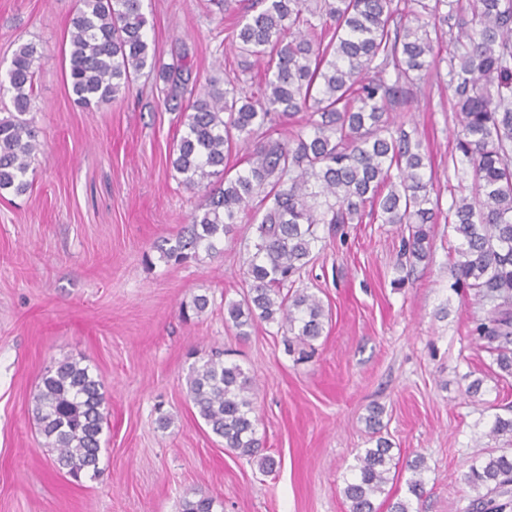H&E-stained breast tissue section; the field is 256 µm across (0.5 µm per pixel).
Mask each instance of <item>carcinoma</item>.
I'll return each mask as SVG.
<instances>
[{
	"label": "carcinoma",
	"instance_id": "carcinoma-1",
	"mask_svg": "<svg viewBox=\"0 0 512 512\" xmlns=\"http://www.w3.org/2000/svg\"><path fill=\"white\" fill-rule=\"evenodd\" d=\"M253 0L237 26L240 51L257 57L264 78L258 96L240 79L201 93L189 85V67L163 65L145 34L143 0H78L69 32V80L87 109L109 104L135 77L158 72L170 99L187 98L170 163L182 183L208 192V203L173 245L159 247L166 261L196 259L249 216L256 224L244 299L224 306L238 330L259 319L275 323L309 345L331 319L316 295L288 283L308 264L320 224H404L401 256L413 266L430 254L432 225L440 216L458 245L454 287L489 303L475 326L493 363L512 376V0ZM37 48L18 46L0 75V94L12 110L0 117V190L22 195L41 144L28 118L35 98ZM446 82L458 130L451 162L455 175H471L472 192L451 194L448 210L431 196L424 170L431 155L420 139L396 123L406 97L423 74ZM306 116L305 129L288 139H268L246 156L247 168L224 166L233 145L255 128ZM187 394L224 448L276 466L257 438L255 381L243 367L203 358L191 368ZM34 414L44 447L73 480L99 474L108 406L102 378L89 366L63 359L41 377ZM383 409L365 418L370 441L356 456L343 495L349 512H414L424 493L425 457L407 464L409 496L393 500L387 489L393 456L381 436ZM486 493L484 512H503L495 496L509 493L512 455L488 453L464 475ZM213 499L186 498L182 512H213Z\"/></svg>",
	"mask_w": 512,
	"mask_h": 512
}]
</instances>
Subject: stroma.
<instances>
[{
  "mask_svg": "<svg viewBox=\"0 0 512 512\" xmlns=\"http://www.w3.org/2000/svg\"><path fill=\"white\" fill-rule=\"evenodd\" d=\"M249 2L144 0L150 45L161 63L190 66L197 89L234 74L260 82L255 57L231 46ZM75 8L0 0V74L19 45L37 46L43 145L30 190H0V512H181L183 498L200 495L214 498V512H348L342 488L369 445L374 405L397 464L395 496H407V463L420 454L430 469L416 512H466L476 492L464 473L485 452L512 448L488 434L495 417L512 416V378H499L471 333L486 305L453 287L447 224L434 227L429 264L400 288L402 225L319 226L295 286L331 308L322 336L301 353L286 352L273 323L238 336L224 306L248 289L254 228L237 225L215 255L161 259L159 244L206 202L169 163L180 113L148 72L112 103L79 105L67 81ZM405 120L432 155L425 177L440 204L470 193L448 166L457 124L447 87L413 93ZM199 294L208 309L183 320L182 304ZM222 350L256 382L273 472L225 450L187 395L196 357ZM65 358L97 372L108 398L100 473L79 483L55 465L33 412L42 375ZM477 379L479 393L468 394Z\"/></svg>",
  "mask_w": 512,
  "mask_h": 512,
  "instance_id": "1",
  "label": "stroma"
}]
</instances>
